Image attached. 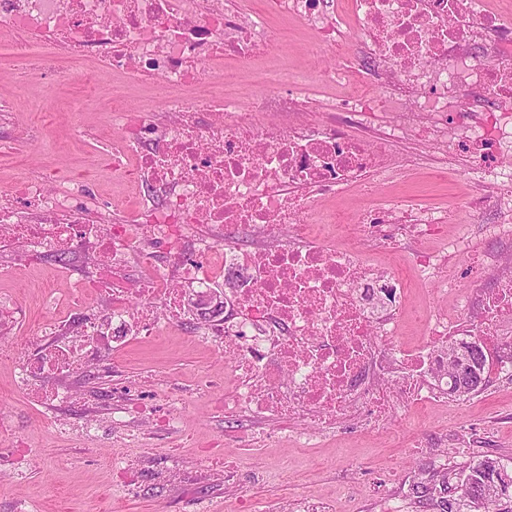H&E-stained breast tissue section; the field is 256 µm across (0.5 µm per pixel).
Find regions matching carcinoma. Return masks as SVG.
I'll list each match as a JSON object with an SVG mask.
<instances>
[{
    "label": "carcinoma",
    "instance_id": "carcinoma-1",
    "mask_svg": "<svg viewBox=\"0 0 512 512\" xmlns=\"http://www.w3.org/2000/svg\"><path fill=\"white\" fill-rule=\"evenodd\" d=\"M501 469L512 470V463L486 457L468 466L465 474L448 494V469H431L413 485L414 497L428 501L435 512H512V489L504 496L492 481V474Z\"/></svg>",
    "mask_w": 512,
    "mask_h": 512
}]
</instances>
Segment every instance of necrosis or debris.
I'll list each match as a JSON object with an SVG mask.
<instances>
[{
    "label": "necrosis or debris",
    "instance_id": "1",
    "mask_svg": "<svg viewBox=\"0 0 512 512\" xmlns=\"http://www.w3.org/2000/svg\"><path fill=\"white\" fill-rule=\"evenodd\" d=\"M276 8L323 53L353 52L381 95L316 100L308 87L334 72L274 68L241 107L226 86L285 41L241 0H0V34L17 60L50 48L91 62L76 77L85 99L94 69L118 78L113 168L133 161L149 187L120 224L87 220V203L54 175L0 194V252L21 245L25 267L62 251L92 271L57 300L81 314L79 329L45 325L22 337L20 355L6 347L18 306L0 295V359H13L44 406L74 395L35 379L94 369L103 352L156 337L187 314V288L202 299L222 281L232 284L226 314L203 321L202 334L228 366L224 415L293 420L274 442L314 448L345 420L372 429L399 407L446 405L444 349L465 336L484 339L487 372L512 369V13L481 0ZM133 84L155 89L164 112L149 96L128 107ZM381 111L395 117L389 130L371 122ZM350 124L362 136H349ZM429 139L451 166L461 145L495 154L463 163L473 188L465 210L378 197L351 230L347 216L319 206L336 190L391 181L410 164L396 143ZM485 212L493 251L480 250L468 227ZM451 224L460 230L450 237ZM431 237L443 247H424ZM376 251L403 261L378 265ZM459 256L493 278L478 303L450 285ZM134 263L145 276H126Z\"/></svg>",
    "mask_w": 512,
    "mask_h": 512
}]
</instances>
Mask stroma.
<instances>
[{
	"mask_svg": "<svg viewBox=\"0 0 512 512\" xmlns=\"http://www.w3.org/2000/svg\"><path fill=\"white\" fill-rule=\"evenodd\" d=\"M283 63L302 73L329 61L318 56L305 32L295 31L286 46L252 64L236 97L250 101L264 87V72ZM78 68L48 54L28 79L25 63L0 43V101L20 105L9 127L0 128V193L40 171L80 172L87 194L111 205L112 144L101 133L108 127L112 76L99 73L93 101L74 112ZM31 124L39 133L24 134ZM376 191L407 193L429 207H459L468 200L469 184L459 170L440 174L427 163ZM72 279L69 266L54 258L33 261L21 275L13 252L0 253V291L26 306L32 322L60 315L39 283L48 280L64 290ZM103 366V373L73 379L75 404L49 410L15 385L11 361L0 360V409L11 413L27 458L21 467L0 460V512H273L314 498L330 501L335 512H430L402 491L420 468L445 463L456 469L483 456H512L511 372L489 379L469 398L449 401L444 410L400 409L375 430L342 423L319 448H268L264 438L284 428L285 420L228 419L215 396L198 393L203 371L223 387L225 362L201 338L192 317L155 339L109 351ZM174 408L182 423L171 430L161 420ZM116 415L125 420L128 471L107 463L119 450L111 426ZM89 419L98 425L90 444L74 435ZM174 464L180 481L164 480Z\"/></svg>",
	"mask_w": 512,
	"mask_h": 512,
	"instance_id": "obj_1",
	"label": "stroma"
}]
</instances>
